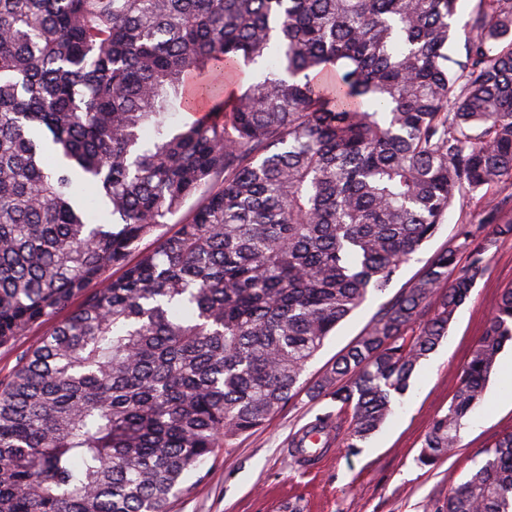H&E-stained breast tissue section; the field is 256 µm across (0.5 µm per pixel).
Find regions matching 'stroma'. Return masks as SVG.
Returning <instances> with one entry per match:
<instances>
[{
  "instance_id": "1",
  "label": "stroma",
  "mask_w": 512,
  "mask_h": 512,
  "mask_svg": "<svg viewBox=\"0 0 512 512\" xmlns=\"http://www.w3.org/2000/svg\"><path fill=\"white\" fill-rule=\"evenodd\" d=\"M479 197L457 198L436 235L402 264L387 292L363 302L343 320L304 379L314 382L371 324L388 297L411 287L436 253L457 239L464 225L479 219ZM489 266L458 310L447 337L418 364L407 393L381 429L356 448L332 445L317 473L292 468L288 442L317 413L335 409L328 399L300 394L263 428L217 449L201 467L192 491L173 499L170 512H435L450 486L465 480L499 436L512 429V385L494 374L480 404L460 433V445L433 467L417 457L423 440L455 393L470 352L482 336L504 289L512 287V240L488 253Z\"/></svg>"
}]
</instances>
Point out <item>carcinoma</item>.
Listing matches in <instances>:
<instances>
[{
    "label": "carcinoma",
    "mask_w": 512,
    "mask_h": 512,
    "mask_svg": "<svg viewBox=\"0 0 512 512\" xmlns=\"http://www.w3.org/2000/svg\"><path fill=\"white\" fill-rule=\"evenodd\" d=\"M0 0V512H167L297 395L336 326L434 237L481 222L311 387L296 438L377 432L512 239V0ZM207 105L205 120L176 126ZM196 198L176 229L142 251ZM512 341V289L417 458L458 447ZM442 512H512V430ZM476 0H460L458 5V14L456 16L454 31L455 39L448 48V54L453 58H459L463 52L465 40L464 24L468 19L469 13L474 8ZM51 324L31 329L10 345L0 347V379L8 376L17 363V357L22 351L34 348L42 337L49 332Z\"/></svg>",
    "instance_id": "obj_1"
}]
</instances>
